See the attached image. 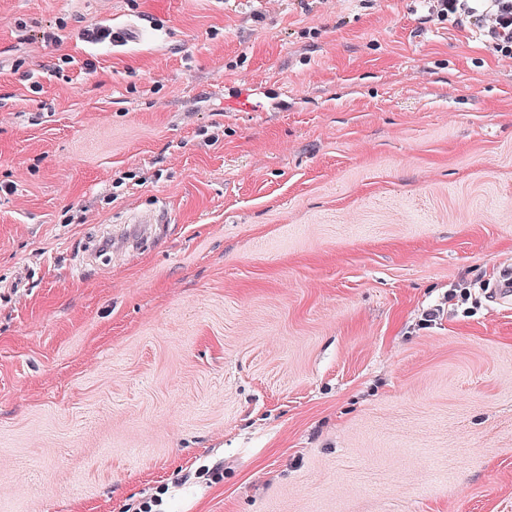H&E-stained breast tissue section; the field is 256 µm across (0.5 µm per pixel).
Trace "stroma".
I'll return each mask as SVG.
<instances>
[{
	"label": "stroma",
	"mask_w": 512,
	"mask_h": 512,
	"mask_svg": "<svg viewBox=\"0 0 512 512\" xmlns=\"http://www.w3.org/2000/svg\"><path fill=\"white\" fill-rule=\"evenodd\" d=\"M428 14L0 0V512H512V59Z\"/></svg>",
	"instance_id": "35a3bbf8"
}]
</instances>
